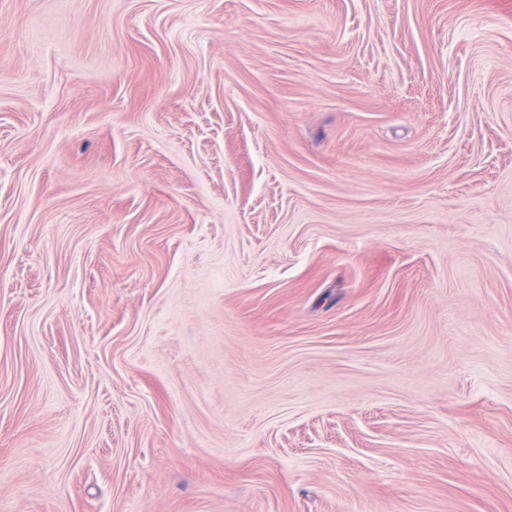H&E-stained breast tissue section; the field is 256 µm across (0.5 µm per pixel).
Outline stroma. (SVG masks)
<instances>
[{"instance_id": "obj_1", "label": "stroma", "mask_w": 512, "mask_h": 512, "mask_svg": "<svg viewBox=\"0 0 512 512\" xmlns=\"http://www.w3.org/2000/svg\"><path fill=\"white\" fill-rule=\"evenodd\" d=\"M0 512H512V0H0Z\"/></svg>"}]
</instances>
